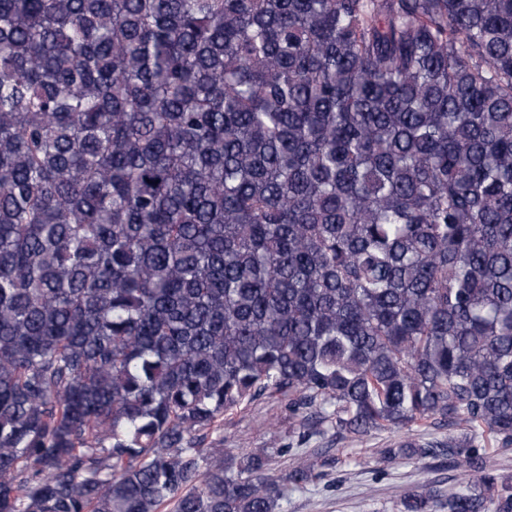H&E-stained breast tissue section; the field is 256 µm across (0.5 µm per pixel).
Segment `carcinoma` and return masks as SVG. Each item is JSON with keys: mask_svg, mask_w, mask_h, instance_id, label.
Masks as SVG:
<instances>
[{"mask_svg": "<svg viewBox=\"0 0 512 512\" xmlns=\"http://www.w3.org/2000/svg\"><path fill=\"white\" fill-rule=\"evenodd\" d=\"M262 397L512 512V0H0V512H281Z\"/></svg>", "mask_w": 512, "mask_h": 512, "instance_id": "obj_1", "label": "carcinoma"}]
</instances>
